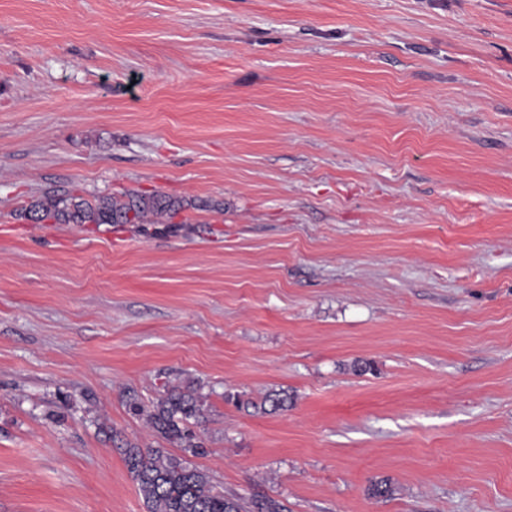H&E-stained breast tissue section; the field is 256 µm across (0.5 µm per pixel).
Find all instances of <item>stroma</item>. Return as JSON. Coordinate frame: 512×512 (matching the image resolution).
I'll use <instances>...</instances> for the list:
<instances>
[{
	"mask_svg": "<svg viewBox=\"0 0 512 512\" xmlns=\"http://www.w3.org/2000/svg\"><path fill=\"white\" fill-rule=\"evenodd\" d=\"M173 385L226 496L512 512V0H0V512H146ZM182 208L180 201L159 192H126L122 198L103 196L94 202L71 194H45L23 216L55 224H163ZM203 401L192 392L172 388L145 407L132 398L130 409L137 415H144L149 427L165 440L176 443L185 452L196 454L203 448L196 434L185 423L202 414Z\"/></svg>",
	"mask_w": 512,
	"mask_h": 512,
	"instance_id": "35a3bbf8",
	"label": "stroma"
}]
</instances>
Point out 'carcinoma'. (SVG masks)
Segmentation results:
<instances>
[{"label": "carcinoma", "mask_w": 512, "mask_h": 512, "mask_svg": "<svg viewBox=\"0 0 512 512\" xmlns=\"http://www.w3.org/2000/svg\"><path fill=\"white\" fill-rule=\"evenodd\" d=\"M182 208L180 201L159 192H126L120 198L103 196L92 202L71 194H46L25 209L23 216L56 224H161ZM202 406L200 397L178 388L168 390L149 407L135 398L130 402V409L145 416L154 432L193 454L201 443L186 422L198 418ZM286 407L288 395L275 391L254 409L267 413ZM123 455L147 512H284V506L270 498H254L243 507L238 500L214 490L205 473L163 448L130 444Z\"/></svg>", "instance_id": "obj_1"}]
</instances>
